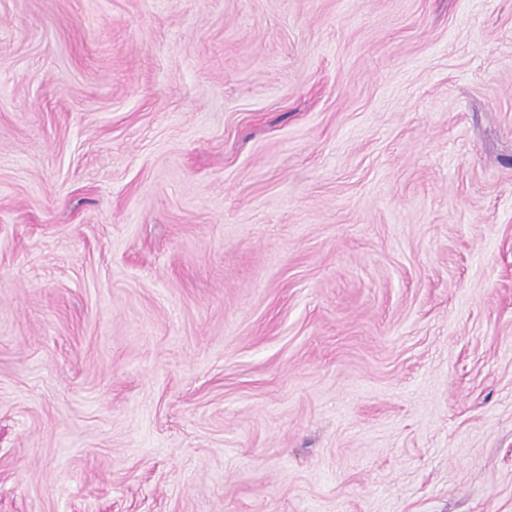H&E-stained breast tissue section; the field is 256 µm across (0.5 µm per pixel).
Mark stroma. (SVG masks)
<instances>
[{"mask_svg":"<svg viewBox=\"0 0 512 512\" xmlns=\"http://www.w3.org/2000/svg\"><path fill=\"white\" fill-rule=\"evenodd\" d=\"M0 512H512V0H0Z\"/></svg>","mask_w":512,"mask_h":512,"instance_id":"stroma-1","label":"stroma"}]
</instances>
